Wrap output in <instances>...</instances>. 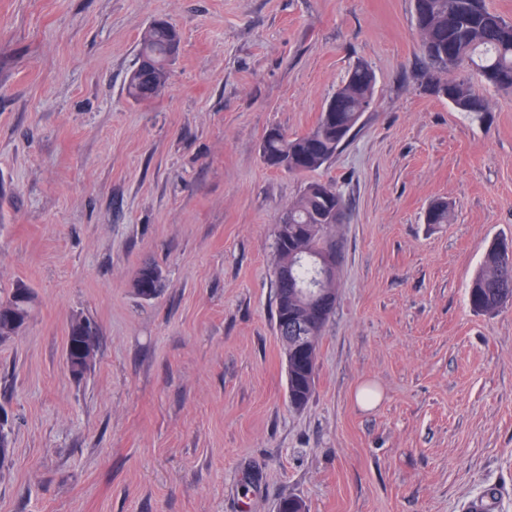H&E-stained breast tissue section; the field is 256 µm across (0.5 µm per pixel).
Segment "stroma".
Segmentation results:
<instances>
[{
    "mask_svg": "<svg viewBox=\"0 0 512 512\" xmlns=\"http://www.w3.org/2000/svg\"><path fill=\"white\" fill-rule=\"evenodd\" d=\"M182 35L157 98L125 84L149 24ZM359 62L371 107L312 177L267 168ZM431 89L413 0H0V287L36 302L0 344L13 466L0 512H512V306L469 282L512 239V93ZM348 204L335 309L300 410L273 328L281 211ZM447 201L453 218L428 224ZM164 290L143 300L135 271ZM98 328L74 379V318ZM375 404H358L359 390ZM132 286L134 292L144 300H151L158 297L163 289V277L161 270L152 264H147L139 268L133 277ZM153 290L156 294L150 298H145ZM80 318V317H79ZM79 318H76L69 327L68 333V343L70 345L69 359L72 361L73 365L79 367L78 371L75 374H72L75 378L80 379L83 378L87 372L90 370L91 366L84 367V363L80 362V354H79V343L82 341L81 333L78 332L74 326L75 323L79 321ZM87 319H82L79 322L86 327V330L89 332V336H87V345L85 346V353H87L86 362H92L95 359L97 348H96V336H92L94 334L96 327L93 324L87 326Z\"/></svg>",
    "mask_w": 512,
    "mask_h": 512,
    "instance_id": "stroma-1",
    "label": "stroma"
}]
</instances>
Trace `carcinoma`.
Returning a JSON list of instances; mask_svg holds the SVG:
<instances>
[{"label": "carcinoma", "mask_w": 512, "mask_h": 512, "mask_svg": "<svg viewBox=\"0 0 512 512\" xmlns=\"http://www.w3.org/2000/svg\"><path fill=\"white\" fill-rule=\"evenodd\" d=\"M416 31L422 56L433 72V88L461 112L479 113L486 100L478 86L452 74L476 66L480 83L503 92H512V22L489 11L483 0H416ZM181 42L179 30L166 20H155L143 33L137 51V64L154 62L151 77L141 79L140 68L132 70L126 92L136 102L159 96L170 79L169 50ZM375 77L368 65L359 63L348 73L333 100L327 102L316 125L301 135H292L278 127L269 129L260 144V157L267 167L302 175L317 171L336 154L345 135L358 124L362 103L373 100ZM346 212L343 195L332 184L310 181L301 195L286 206L278 217L274 241L275 284L274 319L288 323L311 321L314 334L305 344L288 347V402L291 408H304L314 391L319 340L336 306V297L307 307L284 283L279 268L292 267L297 286L309 287L319 276L316 256L336 251L332 234L336 216L334 207ZM451 210L446 201L432 203L426 211V223L447 224ZM134 292L145 298L150 291L161 294V270L152 264L139 268L133 277ZM29 294L26 305L17 301L20 292ZM468 301L477 313L491 314L512 303V246L495 242L484 254L481 267L468 288ZM35 294L23 282L0 293V317L19 315L21 324L32 317ZM81 333L69 327V359L79 367L74 377H84L89 368L80 362Z\"/></svg>", "instance_id": "1"}]
</instances>
